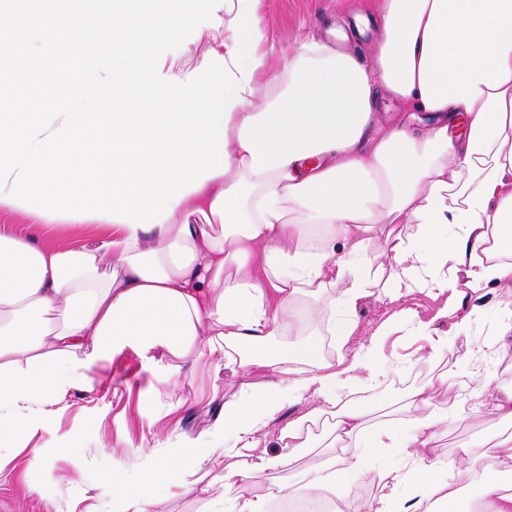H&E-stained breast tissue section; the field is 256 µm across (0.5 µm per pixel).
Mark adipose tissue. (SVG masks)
I'll return each mask as SVG.
<instances>
[{"instance_id": "ef3b65f1", "label": "adipose tissue", "mask_w": 512, "mask_h": 512, "mask_svg": "<svg viewBox=\"0 0 512 512\" xmlns=\"http://www.w3.org/2000/svg\"><path fill=\"white\" fill-rule=\"evenodd\" d=\"M374 29L367 67L315 39L280 69L256 51L227 125V172L180 199L163 224L119 223L80 249L0 232V434L47 424L57 397L124 346L180 356L204 340L240 350V369L271 376L226 401L207 435L152 460L147 482L113 486L106 512H153L202 465L217 473L225 512H269L300 491L341 497L337 512H451L474 473V512H512L500 482L512 471L511 433L438 459L448 411L430 387L405 395L401 429L370 423L369 406L353 399L384 372L377 344L334 367L318 340L303 344L298 367L273 345L298 330L310 294L332 291L312 315L336 317L329 331L344 342L373 286L392 303L428 289L444 317L512 279V0H376ZM381 91L406 118L381 122ZM287 400L330 415L343 453L284 476V459L306 446L296 420L281 430L279 453L255 463L265 493L245 494L250 470L224 460L250 455ZM369 448L402 449L405 476L369 467ZM372 478L378 500L343 498L349 483ZM401 479L408 494L396 489Z\"/></svg>"}]
</instances>
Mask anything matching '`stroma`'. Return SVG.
<instances>
[{
	"mask_svg": "<svg viewBox=\"0 0 512 512\" xmlns=\"http://www.w3.org/2000/svg\"><path fill=\"white\" fill-rule=\"evenodd\" d=\"M371 0H260V13L268 31L266 50L275 67L287 63L290 53L305 39L326 38L329 29L348 31L344 47L361 61H368L371 34H354V18L370 15ZM0 231L20 237L38 233L43 244L77 249L103 235L93 224L67 225L0 209ZM310 297L299 307L306 332L321 336L327 359L352 355L368 343L372 333L398 310H414L418 320H437L440 328L450 319L437 318L440 303L428 290L414 289L399 303L390 305L375 297L363 300L355 315L357 330L346 343L328 333V317L313 320L310 311L318 304ZM512 320V280L486 294L484 310L472 316L470 336L458 339L441 357H420V336L393 327L380 350L389 369L374 384L360 388L355 398L378 408L375 422L401 425L399 407L417 370L435 392L437 401L448 405V424L436 455L444 460L456 456L460 446L477 436L497 430L495 422L467 412L472 387L462 385L460 365L468 351L494 345L497 358L487 368L495 379L490 394L512 389V333L501 334L503 323ZM269 374L253 368L241 370L225 363L222 351L199 344L193 351L174 356L161 348L143 351L124 347L87 372L83 388L69 390L55 404L53 420L27 433L11 452L0 457V512H100L112 500V484H135L146 475L151 458L160 457L186 439L210 431L224 414V403L241 396L251 386L268 382ZM309 446L287 461L284 473L294 476L314 460H330V422L312 426ZM193 490L172 489L156 512H212L221 485L197 473Z\"/></svg>",
	"mask_w": 512,
	"mask_h": 512,
	"instance_id": "1",
	"label": "stroma"
}]
</instances>
